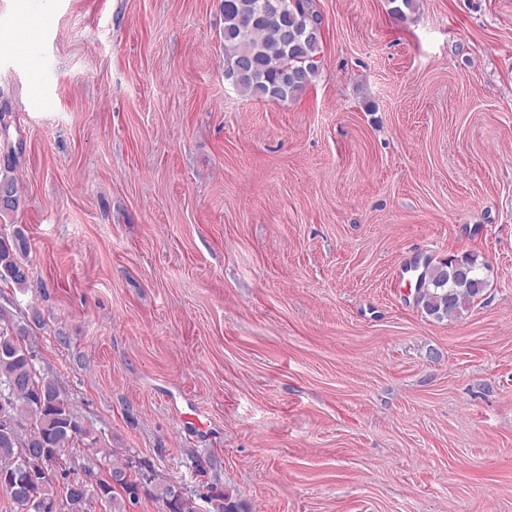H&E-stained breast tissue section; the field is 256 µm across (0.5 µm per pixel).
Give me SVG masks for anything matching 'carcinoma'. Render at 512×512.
<instances>
[{
	"mask_svg": "<svg viewBox=\"0 0 512 512\" xmlns=\"http://www.w3.org/2000/svg\"><path fill=\"white\" fill-rule=\"evenodd\" d=\"M224 15V74L235 89L249 98L287 101L305 90L319 76L323 44L322 19L312 0H222ZM14 160L8 155L0 168V214L16 212L21 195L13 177ZM29 237L17 226L0 235V280L22 287L28 283ZM485 263L472 252L427 264L417 291V304L429 316L454 319L482 295L487 287ZM30 323L12 322L0 312V415L22 421L26 427L10 436L26 446L35 462L49 465L50 476L34 480L27 488L10 483L17 471L0 462V486L13 512H94L98 503L108 512H136L148 498L162 505V512H199L196 499L171 480H162L146 459L120 455L116 448L78 463L66 456L83 434L72 405L58 380L36 369L29 343ZM209 512H251L211 484L202 496Z\"/></svg>",
	"mask_w": 512,
	"mask_h": 512,
	"instance_id": "carcinoma-1",
	"label": "carcinoma"
}]
</instances>
